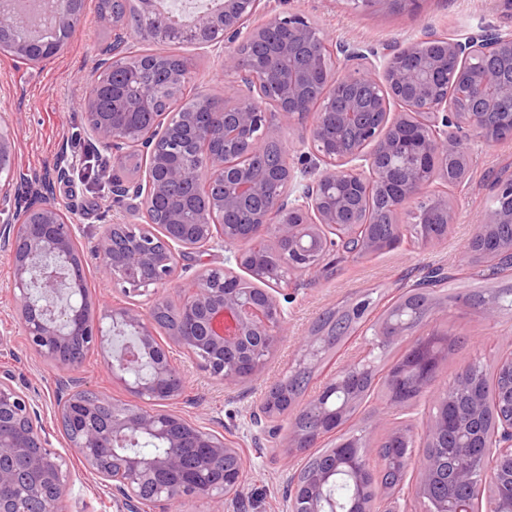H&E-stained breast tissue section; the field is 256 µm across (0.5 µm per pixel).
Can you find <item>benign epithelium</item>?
Here are the masks:
<instances>
[{"label": "benign epithelium", "mask_w": 512, "mask_h": 512, "mask_svg": "<svg viewBox=\"0 0 512 512\" xmlns=\"http://www.w3.org/2000/svg\"><path fill=\"white\" fill-rule=\"evenodd\" d=\"M419 0H352L351 10L368 13L384 6L416 7ZM85 0H57L50 29L71 34L82 21ZM192 45L222 58L232 77L224 99L195 95V107L171 112L149 111L153 96L112 99V111L99 109L109 74L127 62L122 52L126 32L112 22V50L98 57L96 77L79 105L91 136L114 155L129 146L143 149L146 165L132 198L139 200L142 223L114 224L76 247L77 225L65 217L64 204L52 190L24 208L11 202L9 186L15 166L14 120L0 118V248L9 252L8 288L24 336L36 354L75 371L88 353H106L112 383L146 403L176 402L184 394L182 372L172 362L169 345L185 350L212 377L226 385L263 374L269 355L288 329V284L291 276L313 274L336 251L360 257L374 249L370 225L383 215H397L418 201L424 211L411 214L419 227L417 243L447 236L455 221L448 191L432 190L437 163L450 158L465 165L469 138L497 142L495 121L512 120V78L494 67L512 69V31L484 28L465 37L428 31L406 45L391 42L378 49L328 39L298 14L270 7V0H224L216 11L206 5L190 11ZM19 14L0 9V51L37 65L62 46L38 31L19 34ZM287 30L270 47L268 59L252 68L230 45L267 42ZM140 64L163 70L165 85L181 95L191 75L184 56L144 54ZM448 75V88L435 85ZM304 127L298 163L255 171L273 118ZM284 181L287 189L271 185ZM501 205L483 212L476 240L494 236L512 224V171L493 174L489 183ZM383 197L375 212L365 203ZM216 246L232 249L227 265L197 274L182 290L177 306L157 296L178 274L180 262L193 251ZM97 260L125 296H151L148 309L128 301L92 309L82 269L85 255ZM495 261L512 272V241H500ZM235 267H230V264ZM249 278L239 276L235 269ZM264 287H259V284ZM175 324L160 339V321ZM411 321L383 319L376 339L408 343L412 374L390 383L392 403L410 402L431 388L438 358L434 338L407 342ZM324 337H307L298 346L291 372L317 365ZM358 364L345 363L318 394L300 409L314 425L304 429L288 421V454L318 448L326 436L330 397L349 391ZM500 386L484 392L463 369L439 392L425 440L430 454L416 470L418 493L432 502L431 512H475V501L490 492L489 512H512V352L496 365ZM489 409L498 410L494 428L477 425ZM58 416L66 447L112 495L123 512H140L144 490L156 502L202 497L213 512L239 510L245 462L235 441L179 414L147 409L88 393L72 379L59 384ZM466 448L477 440L486 457V477L474 481L468 460L455 462L447 481L472 485V496L433 497L440 479L439 449L448 436ZM160 443L157 455L122 452L129 441ZM206 461L215 479L206 484L191 455ZM341 450L331 466L300 478L284 474L290 488L287 512H374L389 492L370 470L350 471L354 486L369 495L363 508H348L336 498L334 485ZM412 467L408 452L385 459V470L399 474L393 489H402ZM67 459L53 446L41 422L39 400L0 371V512H49L65 487Z\"/></svg>", "instance_id": "7a95c632"}]
</instances>
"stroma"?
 Returning a JSON list of instances; mask_svg holds the SVG:
<instances>
[{
    "mask_svg": "<svg viewBox=\"0 0 512 512\" xmlns=\"http://www.w3.org/2000/svg\"><path fill=\"white\" fill-rule=\"evenodd\" d=\"M289 11L316 23L339 41L355 45L379 46L391 41L409 43L421 35L425 26L451 35H464L482 26L512 29V6L507 0H422L415 13L379 11L350 14L345 0H283ZM112 42V27L88 10L84 24L66 41L63 50L39 65L16 63L9 54L0 53V114L19 115L21 123L15 137V167L18 174L43 171L52 161L61 143H90L85 113L79 100L85 90L101 50ZM138 52L172 53L193 61L191 91L202 90L223 97L231 78L217 57L202 53L191 45L171 47L162 43L131 38ZM473 162L465 184L455 190L457 221L445 240L426 247L404 238L390 250L349 259L316 274L292 278L288 286V333L283 337L266 370L258 379L232 387L201 371L185 353L174 350L173 357L185 375V392L176 409L187 419L226 434L237 444L244 460V496L246 512H283L286 487L282 476L305 464L306 455H286L276 440L258 437L250 414L263 403L267 386L288 374L298 343L310 336L312 326L327 311L370 298L365 319L375 323L386 307L425 272L441 268L450 278L439 292V302L420 328L421 333L439 332L456 337L457 342L443 360L431 390L416 400L390 409L386 420H378L375 411L384 399L374 396L364 403L349 426L365 432L371 445H378L393 430L410 429L412 456H425L424 432L434 413L435 395L453 382L466 365L477 362L494 371L498 358L512 352V309L501 312L497 320L486 319L482 309L456 304L459 295H469L496 286L488 274L473 273L463 260V248L477 228V219L491 205L487 179L493 170L512 166V139L491 146L472 142ZM106 179L99 184L77 178L55 182L57 198L72 208L80 226L79 244L88 243L117 222L137 223L138 215L127 199H114L111 176L128 179V172L110 151H102ZM224 249L189 254L180 276L161 289V297L179 302L180 290L201 270L224 264ZM10 258L0 251V367L12 370L18 383L35 391L43 405L41 418L52 430L57 427L54 408L55 380L60 370L40 358L27 345L23 330L11 304L6 283ZM372 333L349 337L315 370L308 386L316 394L331 378L337 366L345 362L368 361L374 354ZM62 512H119L111 488L103 486L80 462L71 461L61 501Z\"/></svg>",
    "mask_w": 512,
    "mask_h": 512,
    "instance_id": "obj_1",
    "label": "stroma"
}]
</instances>
